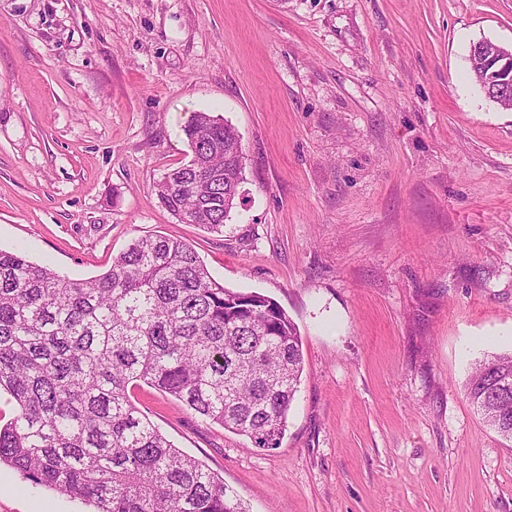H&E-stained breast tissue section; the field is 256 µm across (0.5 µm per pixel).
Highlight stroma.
Listing matches in <instances>:
<instances>
[{"label": "stroma", "instance_id": "stroma-1", "mask_svg": "<svg viewBox=\"0 0 512 512\" xmlns=\"http://www.w3.org/2000/svg\"><path fill=\"white\" fill-rule=\"evenodd\" d=\"M512 0H0V249L73 279L140 235L274 299L304 371L280 448L132 399L247 512H512L465 385L512 351V111L469 76ZM235 127L223 232L154 182L193 113ZM0 512H92L0 466Z\"/></svg>", "mask_w": 512, "mask_h": 512}]
</instances>
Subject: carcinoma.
I'll list each match as a JSON object with an SVG mask.
<instances>
[{
	"label": "carcinoma",
	"instance_id": "1",
	"mask_svg": "<svg viewBox=\"0 0 512 512\" xmlns=\"http://www.w3.org/2000/svg\"><path fill=\"white\" fill-rule=\"evenodd\" d=\"M184 133L192 159L153 190L178 221L222 233L243 180L241 136L207 112ZM302 371L286 311L224 287L179 239L139 236L86 279L0 250V392L17 409L0 425V465L95 512H246L148 421L131 390L153 387L270 450ZM466 394L512 441V352L476 365Z\"/></svg>",
	"mask_w": 512,
	"mask_h": 512
}]
</instances>
